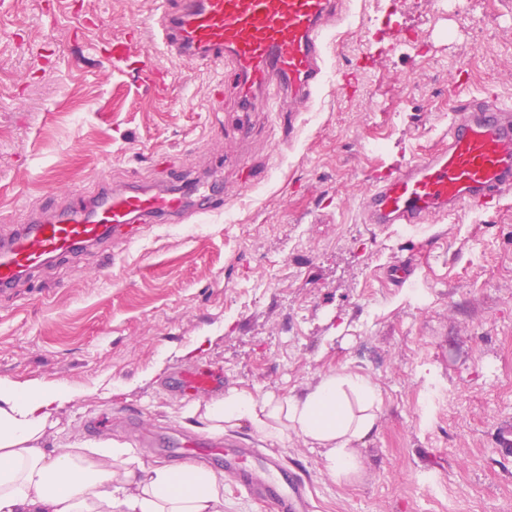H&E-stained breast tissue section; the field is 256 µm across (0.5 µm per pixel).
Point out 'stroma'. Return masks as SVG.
Wrapping results in <instances>:
<instances>
[{"mask_svg": "<svg viewBox=\"0 0 512 512\" xmlns=\"http://www.w3.org/2000/svg\"><path fill=\"white\" fill-rule=\"evenodd\" d=\"M157 15V0L0 6V228L44 220L46 196L64 207L99 180H209L228 200L226 214L152 225L111 258L51 262L0 296V378L76 392L46 448L114 440L170 464L181 435L209 436L185 414L208 396L165 387L176 368L281 398L347 368L383 398L352 480H330L297 435L243 424L225 437L299 468L312 512H512V450L499 446L512 426V200L414 234L359 208L375 169L446 136L456 93L512 103V0H466L458 16L438 0H344L324 33L325 82L288 141L286 102L225 107L218 67L164 50ZM135 32L164 86L91 61ZM408 259L410 282L385 280Z\"/></svg>", "mask_w": 512, "mask_h": 512, "instance_id": "35a3bbf8", "label": "stroma"}]
</instances>
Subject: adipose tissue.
<instances>
[{"mask_svg": "<svg viewBox=\"0 0 512 512\" xmlns=\"http://www.w3.org/2000/svg\"><path fill=\"white\" fill-rule=\"evenodd\" d=\"M73 389L0 378V512H224V477L193 463L143 467L117 442L46 450L54 413ZM380 388L349 369L284 398L232 389L188 413L211 432L249 424L263 436L296 434L319 449L332 481L360 471L356 442L378 428Z\"/></svg>", "mask_w": 512, "mask_h": 512, "instance_id": "ef3b65f1", "label": "adipose tissue"}]
</instances>
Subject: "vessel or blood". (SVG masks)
<instances>
[{
  "mask_svg": "<svg viewBox=\"0 0 512 512\" xmlns=\"http://www.w3.org/2000/svg\"><path fill=\"white\" fill-rule=\"evenodd\" d=\"M338 0H163L160 40L189 63L219 64L235 82L240 111L260 97L308 103L324 80L322 33ZM137 60L145 82L159 76L133 39L113 43L112 61ZM73 204L52 220L21 224L0 237V295L50 261L113 240H139L149 224L186 220L180 197L149 189L115 192L76 188ZM512 195V107L470 96L452 106L448 141L402 169L385 172L360 200L370 224H428L459 207H488ZM171 391L208 394L219 390L214 374L175 371ZM184 461L220 459L226 479L242 486L271 512H310L303 478L273 455L238 448L229 441L200 447L185 441Z\"/></svg>",
  "mask_w": 512,
  "mask_h": 512,
  "instance_id": "vessel-or-blood-1",
  "label": "vessel or blood"
}]
</instances>
